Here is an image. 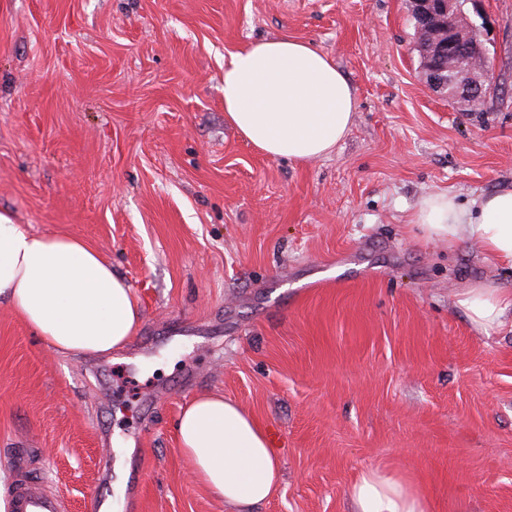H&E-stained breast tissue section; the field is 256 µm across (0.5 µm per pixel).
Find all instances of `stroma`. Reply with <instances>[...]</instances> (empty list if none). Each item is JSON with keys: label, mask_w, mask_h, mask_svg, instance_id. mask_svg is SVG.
<instances>
[{"label": "stroma", "mask_w": 512, "mask_h": 512, "mask_svg": "<svg viewBox=\"0 0 512 512\" xmlns=\"http://www.w3.org/2000/svg\"><path fill=\"white\" fill-rule=\"evenodd\" d=\"M464 11L500 79L480 113L420 81L405 0H0V214L83 238L142 309L123 351L61 356L0 302V492L23 451L65 512H233L176 440L210 393L273 441L258 512H352L372 468L431 512H512V311L487 332L455 304L512 266L409 221L512 186V0ZM282 36L355 90L328 157L264 156L224 117L225 56ZM130 440L138 493L103 472Z\"/></svg>", "instance_id": "35a3bbf8"}]
</instances>
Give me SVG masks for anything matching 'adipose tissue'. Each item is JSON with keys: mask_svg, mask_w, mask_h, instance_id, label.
<instances>
[{"mask_svg": "<svg viewBox=\"0 0 512 512\" xmlns=\"http://www.w3.org/2000/svg\"><path fill=\"white\" fill-rule=\"evenodd\" d=\"M355 92L332 58L287 37L250 41L224 61V116L259 152L309 162L329 156L349 132ZM412 223L428 237L470 234L488 255L512 265V188L462 205L451 193L419 200ZM0 301L54 352L106 355L126 346L142 321L129 284L75 236L34 234L0 214ZM455 303L476 327H501L512 291L486 284ZM176 432L193 478L234 512H253L278 488L281 468L264 429L223 396L204 394L181 412ZM354 512H429L398 476L369 470L351 490Z\"/></svg>", "mask_w": 512, "mask_h": 512, "instance_id": "ef3b65f1", "label": "adipose tissue"}]
</instances>
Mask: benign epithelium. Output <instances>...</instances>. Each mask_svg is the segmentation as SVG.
Segmentation results:
<instances>
[{"label": "benign epithelium", "mask_w": 512, "mask_h": 512, "mask_svg": "<svg viewBox=\"0 0 512 512\" xmlns=\"http://www.w3.org/2000/svg\"><path fill=\"white\" fill-rule=\"evenodd\" d=\"M408 6L417 31L420 80L466 112L483 108L496 75L463 0H408Z\"/></svg>", "instance_id": "1"}]
</instances>
